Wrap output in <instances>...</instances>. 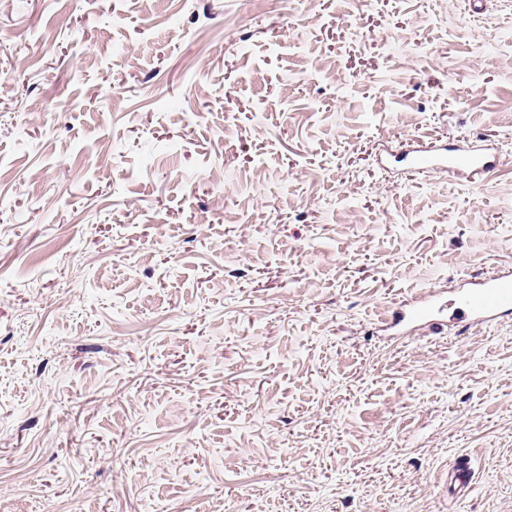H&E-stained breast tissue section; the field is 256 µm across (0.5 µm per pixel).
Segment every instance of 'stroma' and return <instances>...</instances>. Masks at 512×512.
Segmentation results:
<instances>
[{"instance_id": "1", "label": "stroma", "mask_w": 512, "mask_h": 512, "mask_svg": "<svg viewBox=\"0 0 512 512\" xmlns=\"http://www.w3.org/2000/svg\"><path fill=\"white\" fill-rule=\"evenodd\" d=\"M512 0H0V512H503ZM474 472L463 495L445 476ZM397 157L417 171L460 173L470 184L480 182L505 160L501 151L469 135H463L458 144L452 146L423 147L413 140L401 146ZM455 306L453 327L487 325L512 310V276L498 275L464 283L452 296L438 289H429L412 296L392 314L379 321L378 330L398 341L410 327L427 326L439 329L447 322L443 312L448 303Z\"/></svg>"}]
</instances>
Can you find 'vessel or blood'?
<instances>
[{
  "label": "vessel or blood",
  "mask_w": 512,
  "mask_h": 512,
  "mask_svg": "<svg viewBox=\"0 0 512 512\" xmlns=\"http://www.w3.org/2000/svg\"><path fill=\"white\" fill-rule=\"evenodd\" d=\"M398 157L411 169L457 172L471 184L480 182L505 160L502 152L467 135L452 146L425 147L414 140L401 146ZM448 308L455 311V325L473 327L492 323L512 311V276L505 274L469 281L449 296L437 289L427 290L412 296L390 316L381 319L379 329L395 341L411 327L437 329L445 324L444 311ZM471 480L472 473L465 459L456 460L448 470V485L453 491H466Z\"/></svg>",
  "instance_id": "1"
}]
</instances>
